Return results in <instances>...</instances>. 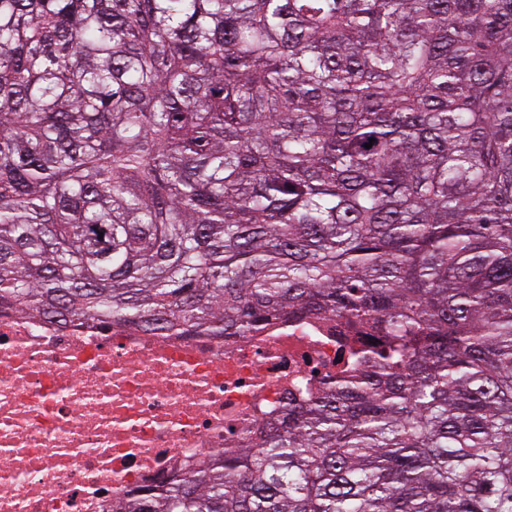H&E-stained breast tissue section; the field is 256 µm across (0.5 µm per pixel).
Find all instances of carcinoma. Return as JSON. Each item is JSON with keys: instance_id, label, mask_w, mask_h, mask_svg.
<instances>
[{"instance_id": "carcinoma-1", "label": "carcinoma", "mask_w": 512, "mask_h": 512, "mask_svg": "<svg viewBox=\"0 0 512 512\" xmlns=\"http://www.w3.org/2000/svg\"><path fill=\"white\" fill-rule=\"evenodd\" d=\"M0 309L358 335L112 512H512V0H0Z\"/></svg>"}]
</instances>
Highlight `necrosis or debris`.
Wrapping results in <instances>:
<instances>
[{
  "label": "necrosis or debris",
  "instance_id": "necrosis-or-debris-1",
  "mask_svg": "<svg viewBox=\"0 0 512 512\" xmlns=\"http://www.w3.org/2000/svg\"><path fill=\"white\" fill-rule=\"evenodd\" d=\"M346 328L187 338L0 313V512H110L248 437L343 367Z\"/></svg>",
  "mask_w": 512,
  "mask_h": 512
}]
</instances>
